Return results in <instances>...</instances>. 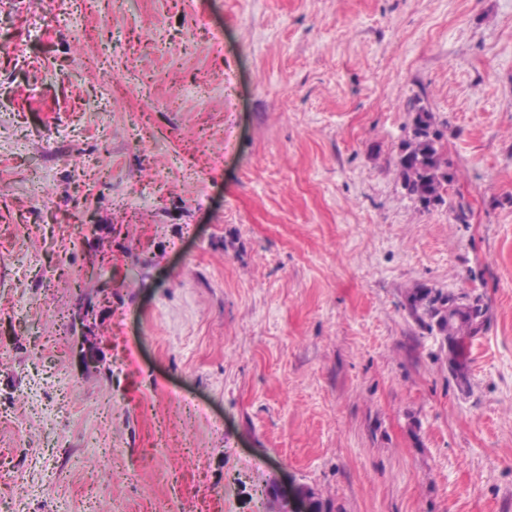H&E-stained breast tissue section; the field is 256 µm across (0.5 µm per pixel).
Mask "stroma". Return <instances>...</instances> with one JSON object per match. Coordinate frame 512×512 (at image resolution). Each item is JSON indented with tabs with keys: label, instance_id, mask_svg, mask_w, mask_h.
<instances>
[{
	"label": "stroma",
	"instance_id": "obj_1",
	"mask_svg": "<svg viewBox=\"0 0 512 512\" xmlns=\"http://www.w3.org/2000/svg\"><path fill=\"white\" fill-rule=\"evenodd\" d=\"M416 104L456 172L427 211ZM420 284L488 306L468 390ZM88 482L99 512H512V0H0V512ZM412 110V134L401 145L396 168L406 193L428 210L445 203L444 194L456 173L439 147L443 132L433 113L415 105Z\"/></svg>",
	"mask_w": 512,
	"mask_h": 512
}]
</instances>
